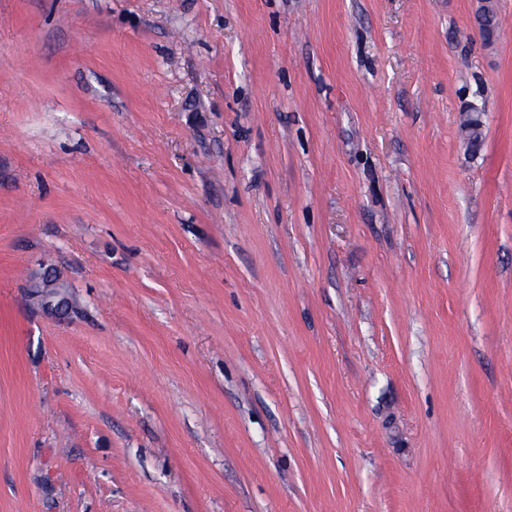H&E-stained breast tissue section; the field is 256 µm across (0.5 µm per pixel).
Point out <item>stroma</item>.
<instances>
[{"instance_id": "35a3bbf8", "label": "stroma", "mask_w": 512, "mask_h": 512, "mask_svg": "<svg viewBox=\"0 0 512 512\" xmlns=\"http://www.w3.org/2000/svg\"><path fill=\"white\" fill-rule=\"evenodd\" d=\"M477 8L0 0V512H512ZM32 294L37 298L42 309L51 315H58V312L68 309L69 299L63 293L57 281L42 280L40 285H36L32 289Z\"/></svg>"}]
</instances>
